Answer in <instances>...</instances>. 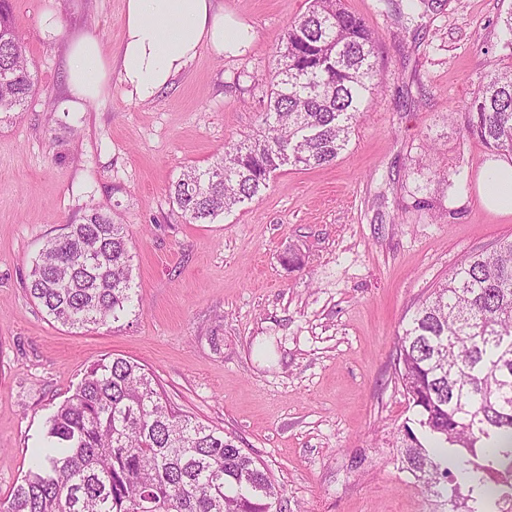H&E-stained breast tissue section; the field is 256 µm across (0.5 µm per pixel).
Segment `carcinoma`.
Returning a JSON list of instances; mask_svg holds the SVG:
<instances>
[{
  "label": "carcinoma",
  "instance_id": "obj_1",
  "mask_svg": "<svg viewBox=\"0 0 512 512\" xmlns=\"http://www.w3.org/2000/svg\"><path fill=\"white\" fill-rule=\"evenodd\" d=\"M375 38L344 0H310L280 36L262 133L184 170L169 196L189 224H214L260 196L285 164L334 162L379 87ZM33 62L0 0V114L22 112ZM468 135L512 155V66L468 108ZM127 225L93 207L37 255L26 290L48 317L94 330L140 308ZM398 377L419 415L400 453L448 512H495L512 488V241L467 259L398 338ZM36 460L0 512H287L252 453L171 407L153 375L114 357L85 372L46 418Z\"/></svg>",
  "mask_w": 512,
  "mask_h": 512
}]
</instances>
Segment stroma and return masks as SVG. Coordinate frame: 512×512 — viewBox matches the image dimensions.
I'll return each instance as SVG.
<instances>
[{"instance_id":"35a3bbf8","label":"stroma","mask_w":512,"mask_h":512,"mask_svg":"<svg viewBox=\"0 0 512 512\" xmlns=\"http://www.w3.org/2000/svg\"><path fill=\"white\" fill-rule=\"evenodd\" d=\"M217 3L251 27L244 53L202 51L147 102L112 73L72 112L69 47L91 31L116 57L124 0H14L38 83L0 122V497L86 369L123 357L172 405L239 437L288 512H448L401 462V428L417 415L396 343L466 257L512 241V216L478 202L495 153L463 129L488 72L512 64V0H345L378 37L380 77L347 150L281 167L259 199L190 224L171 183L257 131L279 37L309 0ZM93 205L129 227L143 308L85 331L47 318L25 284L43 243Z\"/></svg>"}]
</instances>
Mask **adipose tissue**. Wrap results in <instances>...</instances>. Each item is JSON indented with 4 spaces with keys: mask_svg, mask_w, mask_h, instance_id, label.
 <instances>
[{
    "mask_svg": "<svg viewBox=\"0 0 512 512\" xmlns=\"http://www.w3.org/2000/svg\"><path fill=\"white\" fill-rule=\"evenodd\" d=\"M253 34L214 0H125L124 37L118 62L102 53L86 33L68 53V108L98 95L112 70H119L129 97L148 101L167 87L202 52L220 56L249 46ZM478 197L495 215H512V158L489 160L478 174Z\"/></svg>",
    "mask_w": 512,
    "mask_h": 512,
    "instance_id": "adipose-tissue-1",
    "label": "adipose tissue"
}]
</instances>
